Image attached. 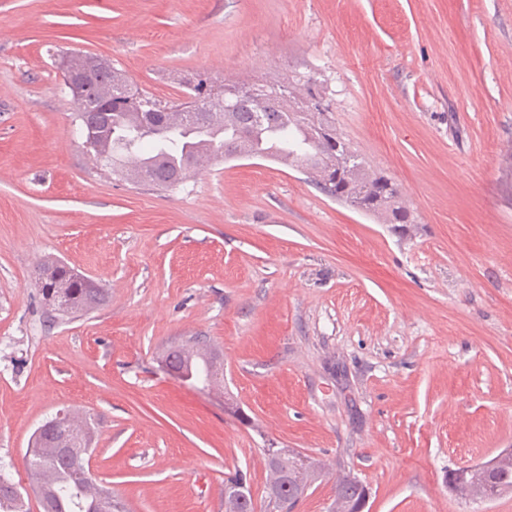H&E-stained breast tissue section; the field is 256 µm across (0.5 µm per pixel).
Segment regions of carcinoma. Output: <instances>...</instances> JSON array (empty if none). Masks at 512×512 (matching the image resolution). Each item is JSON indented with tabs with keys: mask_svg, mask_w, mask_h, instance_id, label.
<instances>
[{
	"mask_svg": "<svg viewBox=\"0 0 512 512\" xmlns=\"http://www.w3.org/2000/svg\"><path fill=\"white\" fill-rule=\"evenodd\" d=\"M114 69L96 79L89 96L112 103L110 112H78L94 138L86 153L112 167L133 184L172 188L190 178L202 165L204 154L226 159L265 158L298 169L328 198L385 224H411V211L402 187L381 171L367 165L354 145L337 128L331 100L323 83L309 76L276 85L248 89L226 86L215 89L199 77L189 84L188 97L195 109L175 110L151 96H133ZM38 276L49 285L45 298L62 315L87 312L106 303L101 287H90L85 276L59 261L38 267ZM167 351L166 362L188 381L199 377L213 386L221 369L213 354L195 347ZM50 431L34 439L26 465L43 512H127L126 504L94 479L85 467V456L95 427L85 417L71 413L49 420ZM317 463L288 460V477L279 485L267 484L271 512H291L310 482L317 479ZM361 482L336 481L333 503L340 512H353L364 496ZM454 492L471 500L512 492V453L501 455L489 469L467 473ZM0 512H28L27 501L12 480L0 472Z\"/></svg>",
	"mask_w": 512,
	"mask_h": 512,
	"instance_id": "carcinoma-1",
	"label": "carcinoma"
}]
</instances>
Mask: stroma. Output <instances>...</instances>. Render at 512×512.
I'll return each instance as SVG.
<instances>
[{"mask_svg": "<svg viewBox=\"0 0 512 512\" xmlns=\"http://www.w3.org/2000/svg\"><path fill=\"white\" fill-rule=\"evenodd\" d=\"M111 63L175 101L207 74L324 82L336 125L413 194L372 220L303 172L215 161L174 190L90 159L58 69ZM60 260L106 304L49 314ZM224 384L162 367L189 338ZM98 428L89 468L130 512H224L240 472L267 512L262 450L322 472L369 512H512L452 495L448 469L512 448V0H0V469L28 485L58 411ZM366 489L365 485L355 479H338L332 504L340 505V511L337 512H353L356 504L364 496Z\"/></svg>", "mask_w": 512, "mask_h": 512, "instance_id": "1", "label": "stroma"}]
</instances>
